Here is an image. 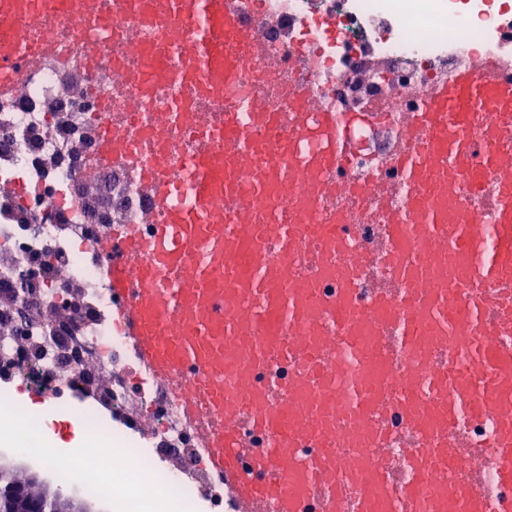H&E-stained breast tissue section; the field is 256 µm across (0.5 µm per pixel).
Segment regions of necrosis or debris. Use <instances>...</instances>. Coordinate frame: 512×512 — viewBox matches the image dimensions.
Returning a JSON list of instances; mask_svg holds the SVG:
<instances>
[{
	"label": "necrosis or debris",
	"instance_id": "4bbe7bcc",
	"mask_svg": "<svg viewBox=\"0 0 512 512\" xmlns=\"http://www.w3.org/2000/svg\"><path fill=\"white\" fill-rule=\"evenodd\" d=\"M255 9L278 26L267 34L266 59L244 61L241 80L250 92L283 112L280 87L300 76L337 110L386 114L384 128L354 129L356 179L394 153L398 114L417 92L471 58L512 60V0H255ZM138 21L133 10L117 16L97 59L86 64L80 45L94 19L77 24L48 6L21 20V31L45 49L28 65L21 92L0 90V131L8 133L0 138V285L40 262L49 272L25 295L26 335L0 321V424L15 409L14 386L39 397L43 406L30 414L20 450L47 461L45 420L81 412L95 429L87 448L60 466L67 481L90 492L110 485L123 506L137 508L147 503V485L160 483L180 512H194L201 497L221 501L223 484L207 468L176 391L140 363L99 249L139 224L147 206L126 170L97 149L103 120L121 119L134 92L125 75L142 63L127 54L123 37ZM369 53L386 61L389 75L363 85L358 72ZM72 70L95 96L93 108L43 110L61 92L60 73ZM25 100L39 109H23ZM166 453L193 465L172 472Z\"/></svg>",
	"mask_w": 512,
	"mask_h": 512
}]
</instances>
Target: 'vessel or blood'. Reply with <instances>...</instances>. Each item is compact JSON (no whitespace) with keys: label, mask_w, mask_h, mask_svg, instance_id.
<instances>
[{"label":"vessel or blood","mask_w":512,"mask_h":512,"mask_svg":"<svg viewBox=\"0 0 512 512\" xmlns=\"http://www.w3.org/2000/svg\"><path fill=\"white\" fill-rule=\"evenodd\" d=\"M22 2L0 0L14 88L38 51L15 28ZM166 4L155 41L125 32L152 66L126 112L150 146L100 138L150 206L101 251L128 336L180 392L238 512H512V67L476 60L433 85L404 111L389 176L354 181L351 130L373 114H338L299 80L285 114L235 94L267 19L243 0ZM198 81L224 111L146 110L153 84L180 98ZM489 189L487 247L467 213ZM342 196L377 203L376 241L352 247ZM378 255L385 285L361 293ZM273 365L287 377L264 378ZM489 415L486 445L457 429ZM394 419L412 447L392 449ZM491 468L498 496L479 486Z\"/></svg>","instance_id":"obj_1"}]
</instances>
